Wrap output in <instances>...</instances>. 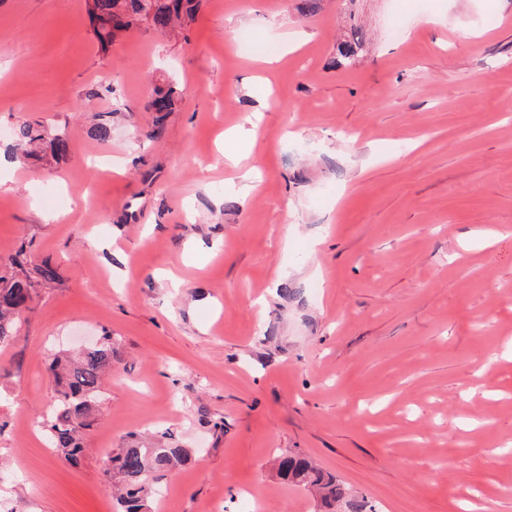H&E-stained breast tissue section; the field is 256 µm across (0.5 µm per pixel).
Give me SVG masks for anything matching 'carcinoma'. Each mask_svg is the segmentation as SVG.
I'll return each instance as SVG.
<instances>
[{"mask_svg": "<svg viewBox=\"0 0 512 512\" xmlns=\"http://www.w3.org/2000/svg\"><path fill=\"white\" fill-rule=\"evenodd\" d=\"M93 35L106 48L146 23L161 36L179 33L195 17L200 0H87ZM361 45V32L351 26V39L337 47L336 66L348 67ZM152 109L156 119L152 136L160 138L166 115L173 111L177 99L171 84L155 87ZM13 139L22 148L14 160L23 162L30 156L29 146H46L55 158L68 150V142L61 135H52L41 125L22 123L13 129ZM12 272L0 275V345L12 340L14 326L20 313L29 309L33 301L34 283L22 260L11 259ZM112 337H100L97 346L80 351L74 357L55 354L48 369L53 374L58 390V408L47 424L49 444L63 458L76 463L84 448L81 434L91 426L93 402L100 392L103 375L112 370ZM191 460V452L171 443L169 433L163 432L150 444H143L135 433L127 436L126 446L112 453L110 475L118 480L117 512H147L151 486L179 465ZM279 477L296 486L312 488L320 496L321 504L332 508L343 502L348 512H364V501L350 496L336 476L318 468L305 455L297 452L278 458Z\"/></svg>", "mask_w": 512, "mask_h": 512, "instance_id": "1", "label": "carcinoma"}]
</instances>
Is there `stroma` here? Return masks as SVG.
Wrapping results in <instances>:
<instances>
[{"label":"stroma","instance_id":"obj_1","mask_svg":"<svg viewBox=\"0 0 512 512\" xmlns=\"http://www.w3.org/2000/svg\"><path fill=\"white\" fill-rule=\"evenodd\" d=\"M348 8L204 0L104 50L86 0H0V275L20 250L56 273L0 347V512H115L112 452L160 430L192 460L154 512H321L291 451L374 512H512V0H356L345 69ZM283 31L301 47L261 67ZM24 122L66 156L14 163ZM105 330L72 465L47 366ZM351 40H346L337 47L338 56L336 58L337 67H348L352 64V60L357 49L361 45V32L355 25L351 26ZM155 97L152 101L153 112H156L153 138H160L164 131V120L169 112H173V106L177 99V92L171 84L162 83L155 87ZM246 124L253 126L252 121L249 117L245 119V122L236 131L227 136V144L224 149V155L233 160L239 156L241 146L248 145L253 138L254 131L252 128L246 127Z\"/></svg>","mask_w":512,"mask_h":512}]
</instances>
